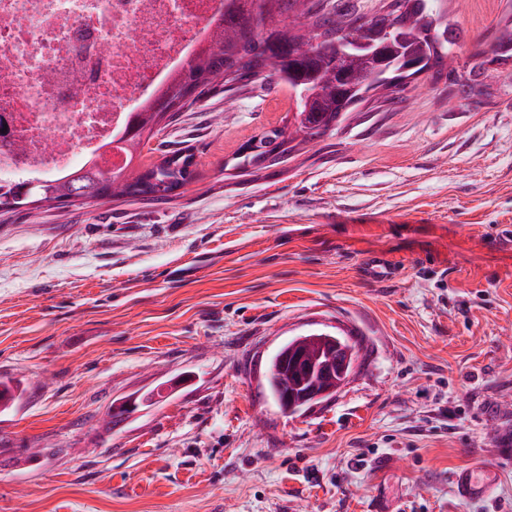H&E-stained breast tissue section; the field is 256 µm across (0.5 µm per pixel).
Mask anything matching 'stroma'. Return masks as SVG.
Here are the masks:
<instances>
[{"label": "stroma", "mask_w": 512, "mask_h": 512, "mask_svg": "<svg viewBox=\"0 0 512 512\" xmlns=\"http://www.w3.org/2000/svg\"><path fill=\"white\" fill-rule=\"evenodd\" d=\"M444 6L452 72L270 167L235 164L295 117L274 77L159 125L142 165L194 156L173 198L0 214V512H512V0ZM312 332L355 369L289 414L267 366ZM498 480L494 468L463 470L455 474L453 484L456 495L464 500L485 498Z\"/></svg>", "instance_id": "stroma-1"}]
</instances>
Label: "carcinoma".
<instances>
[{"label": "carcinoma", "mask_w": 512, "mask_h": 512, "mask_svg": "<svg viewBox=\"0 0 512 512\" xmlns=\"http://www.w3.org/2000/svg\"><path fill=\"white\" fill-rule=\"evenodd\" d=\"M428 0H389L371 17L343 13L328 6L324 0H233L223 20L213 28L210 40L192 60L180 68L162 94L166 99L158 108L153 103L138 107L130 128L135 134L122 150L126 153L124 184L112 188V193L100 196L99 189L113 183L112 173L87 175L81 167L61 179L47 181L49 189L32 196H21L22 181L0 182V206L17 210L35 203L68 205L69 187H86L84 204L99 201L124 202L147 194L155 200L172 196L181 181L192 174V156L179 151L169 152L159 163L147 168L134 164L137 150L154 136V129L165 117L173 118L185 106H190L214 90L215 72H226L224 90L240 91L257 86L269 76L300 93L296 101L295 133L276 129L261 138L254 153L243 160L247 166L261 167L273 152L283 156L295 149V137L306 142L325 134L339 118L358 104L380 96L386 101L402 90L408 81L422 72L448 67V15L440 8L427 10ZM393 28L392 38L401 40L402 52L393 57L385 79L371 86L349 92L336 84L332 74L335 57L331 34L344 29L356 41H383L381 34ZM197 90L192 100L183 101L184 86ZM303 348L320 365L336 358V349L323 336L309 338ZM345 382L335 371L322 376L314 373L298 379L280 362L272 359L267 369V390L271 396L279 392L334 389Z\"/></svg>", "instance_id": "1"}]
</instances>
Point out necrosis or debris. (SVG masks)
Returning <instances> with one entry per match:
<instances>
[{"label":"necrosis or debris","mask_w":512,"mask_h":512,"mask_svg":"<svg viewBox=\"0 0 512 512\" xmlns=\"http://www.w3.org/2000/svg\"><path fill=\"white\" fill-rule=\"evenodd\" d=\"M224 0H0V176L123 166L119 140L210 39Z\"/></svg>","instance_id":"necrosis-or-debris-1"}]
</instances>
